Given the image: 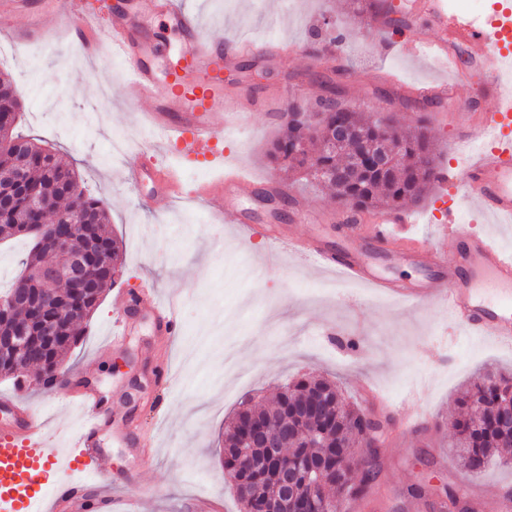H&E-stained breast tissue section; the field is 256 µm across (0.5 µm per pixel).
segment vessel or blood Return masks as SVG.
Wrapping results in <instances>:
<instances>
[{
    "mask_svg": "<svg viewBox=\"0 0 512 512\" xmlns=\"http://www.w3.org/2000/svg\"><path fill=\"white\" fill-rule=\"evenodd\" d=\"M410 16L429 17L432 25L416 29L408 42L415 54L433 57L463 80L458 64L460 47L473 50V71L483 80L492 100L489 110L475 102H461L452 118L469 153L460 171L463 198L469 207L504 224L512 222V88L501 81L512 65V0L498 14L475 16L449 10L448 0H408ZM68 32L81 42L90 60L117 57L126 74V100L139 116V128L156 146L178 152L188 162L220 167L218 176L184 189L175 167L149 159L127 171L131 183L150 176L157 196L173 198L190 192L197 201L212 205L237 236L252 235L253 227L239 199L258 187L243 168L224 161L225 133L248 120L236 100L224 95L225 73L245 56L281 55L284 44L273 45L230 36L209 37L200 13L187 9L181 0H137L134 11L93 10L88 0H64L60 12ZM163 16L182 38L180 62L166 75H158L154 62L166 55L167 44L143 39L141 30L152 18ZM0 16H22L24 27L9 30V37L34 47H50L58 35L46 25L30 0H0ZM452 30L456 40L434 37V30ZM352 248L339 251L305 238H287L269 232V240L289 255L310 261L319 271L342 274L402 303L418 299L448 311L456 329L477 340L491 339L512 346V248L492 234H474L449 209L447 220L435 225L431 235L404 233L412 223L406 208H386L368 215L346 209L336 215ZM456 243L451 251L435 247L438 239ZM394 248L414 256L434 277L418 284H398L378 275L357 249L360 242ZM83 422L78 431L79 455L60 457L45 440L42 417L15 410L11 422L0 425V512H89L84 485L111 470L112 459L98 450L96 435L100 412L89 396L73 399ZM78 477L58 484L52 479L61 468Z\"/></svg>",
    "mask_w": 512,
    "mask_h": 512,
    "instance_id": "vessel-or-blood-1",
    "label": "vessel or blood"
}]
</instances>
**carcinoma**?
<instances>
[{
	"label": "carcinoma",
	"mask_w": 512,
	"mask_h": 512,
	"mask_svg": "<svg viewBox=\"0 0 512 512\" xmlns=\"http://www.w3.org/2000/svg\"><path fill=\"white\" fill-rule=\"evenodd\" d=\"M356 8L361 13L382 11L390 25L403 22L392 17L395 7L385 0H357ZM16 104L12 82L0 77V114L13 112ZM336 107V100L328 97L288 107L290 112L310 113V120L301 130L285 129L272 145L271 160L303 170L306 178L335 189L341 203L357 211L384 204L419 203L436 179L435 153L426 124L403 134L392 117L353 109L350 122L359 129L360 136L338 146L334 142ZM11 139L18 144H0V193L11 198V206L0 210V239L24 235L30 239V248L3 300L13 298L17 289L26 287L35 296V305L17 307L9 315L0 316V336L10 335L18 324L31 325L33 336L25 357L0 360V376L17 378L35 365L40 369L35 382L45 389L58 380L57 367L77 344L82 324L95 313L104 293L114 284L112 273L121 266V260L117 242L104 228L109 221L107 210L92 196L83 192L75 196L71 192L73 185L79 183L77 171L63 162L56 151L28 134L14 129ZM367 145L390 153L394 160L391 172L381 175L360 162ZM351 169L355 173L344 184L336 183V171ZM33 197L42 198L49 209H32ZM63 209L79 216L65 251L54 247V220L48 219ZM89 239L97 242V257L90 261L93 287L61 290L41 279L45 270L65 268L69 254L80 251ZM511 399L512 372L498 370L478 376L460 392V411L454 419L456 448L462 466L469 472L479 474L493 465L512 466V455L508 453L512 432L494 420V413ZM479 409L484 411L485 419L477 424L474 414ZM252 418L265 422L272 432L287 431L282 447L288 449V462L299 456L306 461V468L296 473L297 489L303 488L306 475L313 469L321 475L319 493L333 506L364 496L378 474L376 460L365 464L366 475L360 479L347 465L349 439L362 433L364 414L346 407L331 382L302 377L286 385L268 406L247 404L224 431V471L243 509L252 500H273L281 494L275 475L265 468L243 473L234 465L239 426Z\"/></svg>",
	"instance_id": "carcinoma-1"
}]
</instances>
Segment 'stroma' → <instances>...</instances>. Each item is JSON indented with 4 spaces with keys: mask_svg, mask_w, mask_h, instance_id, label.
Wrapping results in <instances>:
<instances>
[{
    "mask_svg": "<svg viewBox=\"0 0 512 512\" xmlns=\"http://www.w3.org/2000/svg\"><path fill=\"white\" fill-rule=\"evenodd\" d=\"M184 3L204 9L212 37L235 31L299 45L285 59L241 58L227 87L244 99L266 98L269 108L254 111L248 131L225 137V161L287 184L289 195L258 190L243 198L255 228L244 244L195 204L167 203L146 181L129 186L128 158L111 152L113 138L141 137L123 96L121 62L91 65L78 43L64 39L48 51L13 46L0 73L12 79L24 104L21 130L55 148L77 170L85 192L108 209L107 230L123 244L118 288L134 293L153 282L157 299L175 305L178 327L176 335H162L136 308L124 343L106 348L118 318L115 290L107 291L62 364V384L26 389L0 378V396L17 397L48 417L55 448L69 456L77 452L79 416L66 395L83 388L97 395L101 446L112 457V471L87 488L90 502L107 489L117 512H201L203 497L220 501L223 512H238L224 475V424L246 395L271 402L286 384L316 375L334 381L344 403L383 414L364 393L370 385L404 412L421 408L429 418L404 428L391 417L364 512H448L447 492L463 486L473 512H495L500 498L512 497V468L474 475L459 465L452 448L454 398L485 366L512 369V350L488 339L449 338V317L433 305L408 306L289 255H270L265 239L275 224L291 236L344 244L332 219L341 208L334 191L286 177L269 158L289 104L331 93L353 109L389 114L405 129L428 115L436 167L449 178L433 183L414 205L406 230L432 233L459 201L461 183L450 172L460 168L467 149L455 143L444 118L450 102L428 104L417 91L451 83V75L432 58L390 45L388 32L370 31L353 0ZM339 33L347 38L348 57L342 72L332 73L318 56ZM390 72L398 82L387 80ZM364 252L377 272L394 279L415 283L430 275L410 256L369 246ZM412 387L422 390L419 400H407ZM418 485L426 495H412Z\"/></svg>",
    "mask_w": 512,
    "mask_h": 512,
    "instance_id": "1",
    "label": "stroma"
}]
</instances>
